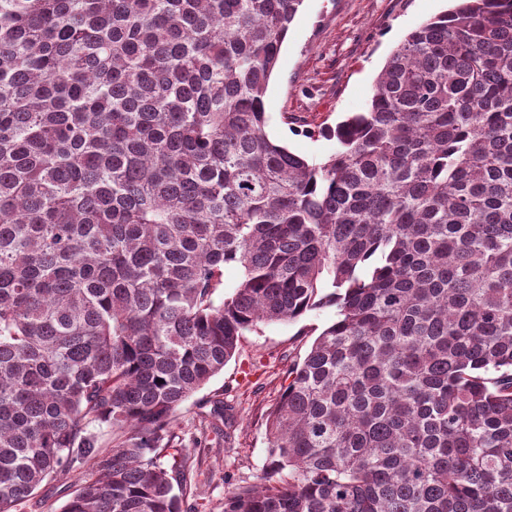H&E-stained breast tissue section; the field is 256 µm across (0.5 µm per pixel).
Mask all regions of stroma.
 Here are the masks:
<instances>
[{
	"label": "stroma",
	"instance_id": "stroma-1",
	"mask_svg": "<svg viewBox=\"0 0 512 512\" xmlns=\"http://www.w3.org/2000/svg\"><path fill=\"white\" fill-rule=\"evenodd\" d=\"M449 0H304L289 26L265 95L269 136L290 151L321 160L338 144L327 128L363 111L392 50L426 19L450 9ZM330 308L291 323H269L246 332L222 372L175 413L185 448V502L193 512H224V496L266 480V414L278 402L288 368L312 342L309 329L324 328ZM221 399L232 411L225 437L209 434L204 403ZM91 465L64 481L43 485L17 512H61L72 492L94 481Z\"/></svg>",
	"mask_w": 512,
	"mask_h": 512
}]
</instances>
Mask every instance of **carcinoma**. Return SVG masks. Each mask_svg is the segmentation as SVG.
Listing matches in <instances>:
<instances>
[{"mask_svg":"<svg viewBox=\"0 0 512 512\" xmlns=\"http://www.w3.org/2000/svg\"><path fill=\"white\" fill-rule=\"evenodd\" d=\"M303 2L0 0V512L86 461L62 512H186L178 407L322 306L224 512H512V0L410 31L320 162L266 131Z\"/></svg>","mask_w":512,"mask_h":512,"instance_id":"1","label":"carcinoma"}]
</instances>
